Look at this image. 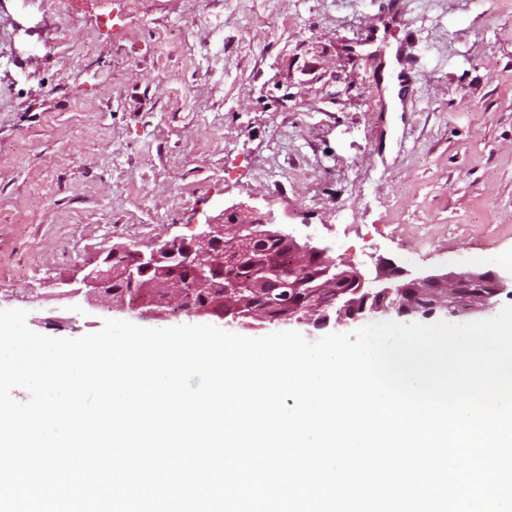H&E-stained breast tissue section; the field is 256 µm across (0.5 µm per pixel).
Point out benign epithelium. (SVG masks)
<instances>
[{"label":"benign epithelium","instance_id":"obj_1","mask_svg":"<svg viewBox=\"0 0 512 512\" xmlns=\"http://www.w3.org/2000/svg\"><path fill=\"white\" fill-rule=\"evenodd\" d=\"M260 238L275 243L285 262L245 282L216 276L225 263L249 257ZM315 260L324 270L312 277ZM376 279L393 284L370 288L365 271L357 265L339 263L328 255V249L302 244L276 229L272 219H262L250 208L235 207L205 217L189 239L157 241L145 251L128 246L103 250L83 267L81 278L53 281L46 296L79 307L136 311L154 319H166L171 311L183 308L197 317L231 315L235 320L319 327L330 320L325 308L328 297L342 303L336 322L346 323L365 313L395 312L408 317H428L438 311L447 316L476 313L507 288L502 279L488 272L408 277L393 264L382 266ZM116 281L125 282L129 289L113 292Z\"/></svg>","mask_w":512,"mask_h":512}]
</instances>
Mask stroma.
<instances>
[{
  "label": "stroma",
  "instance_id": "1",
  "mask_svg": "<svg viewBox=\"0 0 512 512\" xmlns=\"http://www.w3.org/2000/svg\"><path fill=\"white\" fill-rule=\"evenodd\" d=\"M417 91H371L383 0H0V308L103 248L188 238L241 206L330 256L512 279V0H403Z\"/></svg>",
  "mask_w": 512,
  "mask_h": 512
}]
</instances>
